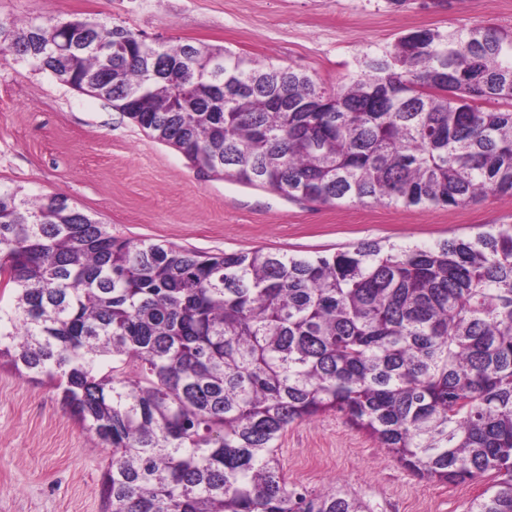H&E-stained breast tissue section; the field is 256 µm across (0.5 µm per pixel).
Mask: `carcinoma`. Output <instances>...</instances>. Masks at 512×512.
Listing matches in <instances>:
<instances>
[{
  "label": "carcinoma",
  "mask_w": 512,
  "mask_h": 512,
  "mask_svg": "<svg viewBox=\"0 0 512 512\" xmlns=\"http://www.w3.org/2000/svg\"><path fill=\"white\" fill-rule=\"evenodd\" d=\"M72 22L79 42L56 60ZM32 70L107 101L196 171L291 201L457 208L512 196V33L423 29L330 86L95 16L0 23ZM0 360L48 380L112 454L106 512H372L288 485V426L343 414L428 480L512 512V225L433 245L209 254L112 235L0 185Z\"/></svg>",
  "instance_id": "carcinoma-1"
}]
</instances>
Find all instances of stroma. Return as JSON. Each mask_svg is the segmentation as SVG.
Wrapping results in <instances>:
<instances>
[{
  "mask_svg": "<svg viewBox=\"0 0 512 512\" xmlns=\"http://www.w3.org/2000/svg\"><path fill=\"white\" fill-rule=\"evenodd\" d=\"M96 14L147 36L223 46L342 84L363 52L427 28L512 30V0H0V21ZM0 184L60 193L114 236L206 253L329 254L361 241L432 244L512 224V197L458 208L294 202L227 174L200 176L104 100L0 51ZM289 483L343 488L373 512H465L492 483L420 479L341 414L289 426ZM109 453L60 390L0 363V512H102Z\"/></svg>",
  "mask_w": 512,
  "mask_h": 512,
  "instance_id": "stroma-1",
  "label": "stroma"
}]
</instances>
